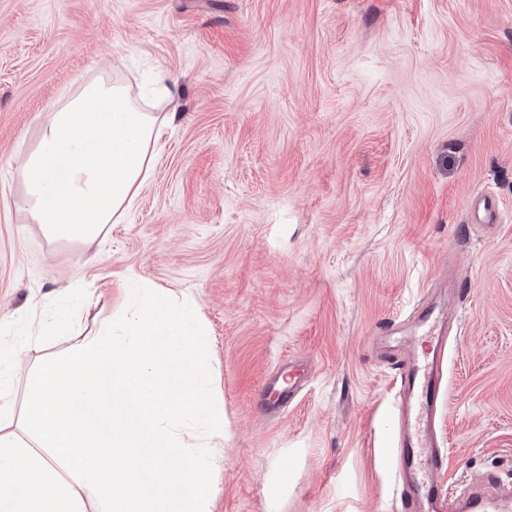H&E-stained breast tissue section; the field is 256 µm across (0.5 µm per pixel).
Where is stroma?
I'll return each instance as SVG.
<instances>
[{
  "instance_id": "stroma-1",
  "label": "stroma",
  "mask_w": 512,
  "mask_h": 512,
  "mask_svg": "<svg viewBox=\"0 0 512 512\" xmlns=\"http://www.w3.org/2000/svg\"><path fill=\"white\" fill-rule=\"evenodd\" d=\"M174 87L134 209L93 243L21 209L47 110L95 80ZM492 192L501 220L470 223ZM189 299L224 416L210 512H398L380 323L448 309L444 481L512 483V0H0V317L80 327L131 284ZM297 365V402L266 379Z\"/></svg>"
}]
</instances>
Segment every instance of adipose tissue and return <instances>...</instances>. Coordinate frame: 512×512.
Here are the masks:
<instances>
[{"mask_svg": "<svg viewBox=\"0 0 512 512\" xmlns=\"http://www.w3.org/2000/svg\"><path fill=\"white\" fill-rule=\"evenodd\" d=\"M166 128L122 84H87L50 108L16 170L24 211L53 240L94 242L134 207Z\"/></svg>", "mask_w": 512, "mask_h": 512, "instance_id": "1", "label": "adipose tissue"}]
</instances>
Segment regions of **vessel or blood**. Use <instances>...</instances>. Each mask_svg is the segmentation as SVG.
Instances as JSON below:
<instances>
[{"label":"vessel or blood","mask_w":512,"mask_h":512,"mask_svg":"<svg viewBox=\"0 0 512 512\" xmlns=\"http://www.w3.org/2000/svg\"><path fill=\"white\" fill-rule=\"evenodd\" d=\"M470 208L478 223L492 224L498 218V205L491 195H477ZM415 325L428 337L429 347L423 352L407 354L397 362L404 406L389 445L403 484L401 512H420L418 504L423 500L428 502L429 512H448V499L453 491L439 480L447 455L434 437V420L440 407L444 376L447 319L443 311L426 304L419 309ZM300 379L295 371L274 378V408L286 407L295 398Z\"/></svg>","instance_id":"b4317fda"}]
</instances>
